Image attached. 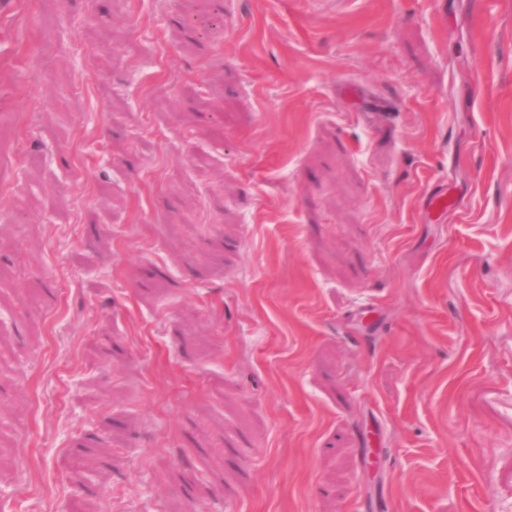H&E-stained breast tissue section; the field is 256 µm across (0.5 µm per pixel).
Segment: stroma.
<instances>
[{"label":"stroma","instance_id":"obj_1","mask_svg":"<svg viewBox=\"0 0 512 512\" xmlns=\"http://www.w3.org/2000/svg\"><path fill=\"white\" fill-rule=\"evenodd\" d=\"M214 2L0 13V512H512V0ZM464 198L461 196H448V188L445 185L433 187L425 198L424 212L430 216L432 212L443 213L448 209H459Z\"/></svg>","mask_w":512,"mask_h":512}]
</instances>
